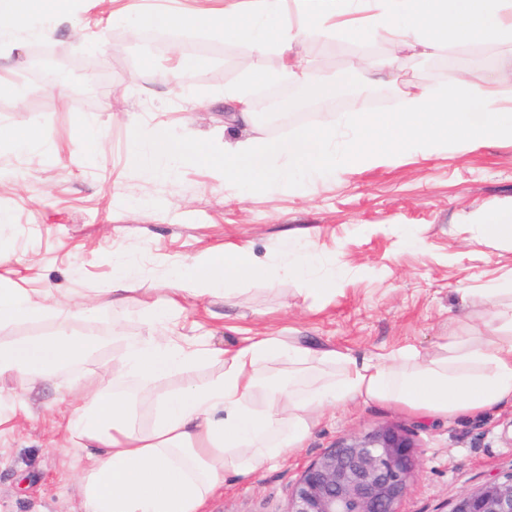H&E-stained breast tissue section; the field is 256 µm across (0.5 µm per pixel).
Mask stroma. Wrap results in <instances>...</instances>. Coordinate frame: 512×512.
Returning <instances> with one entry per match:
<instances>
[{
  "label": "stroma",
  "instance_id": "obj_1",
  "mask_svg": "<svg viewBox=\"0 0 512 512\" xmlns=\"http://www.w3.org/2000/svg\"><path fill=\"white\" fill-rule=\"evenodd\" d=\"M224 0H73L67 15H27L0 45V279L46 288L50 316L5 330L14 339L65 323L86 326L83 311L103 298L120 262L141 267V291L107 313L110 336L84 362L31 383L0 385L11 426L0 433V512H82L76 481L84 452L64 446V416L75 383L112 381V361L144 332L145 304L170 286L165 259L224 245L262 264L282 265L283 240L316 255V272L336 280L313 296L295 277L276 289L239 284L232 303L186 305L178 333L235 348L246 336H294L301 344L354 354L411 345L434 351L448 331L466 332L512 308V239L488 236L477 212L512 208V135L462 149L411 153L382 164L314 179L278 182L244 194L225 185L207 162L162 159L153 169L130 161L132 131L158 129L190 141L224 143V91L258 97V71L278 70L277 51L228 41L206 18ZM181 17L168 48L148 50L147 14ZM208 66L180 71L189 45ZM48 59L74 61L69 79L46 85L33 71L35 47ZM387 36L345 42L309 32L295 53L312 77L343 82L319 123L339 122L349 102L365 112L398 109L399 95L363 97L345 76L357 61L386 60ZM401 79L436 93L452 63L475 85L512 69V42L448 45L425 56L400 53ZM93 128L97 142L82 133ZM14 129L38 140L16 146ZM76 162H69V155ZM499 289L495 305L483 290ZM395 425L412 434L418 467L402 512H450L462 494L512 474V403L452 418H424L394 404L357 401L328 410L301 450L250 474L226 472L205 512H287L304 469L340 437Z\"/></svg>",
  "mask_w": 512,
  "mask_h": 512
}]
</instances>
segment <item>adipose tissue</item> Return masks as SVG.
Instances as JSON below:
<instances>
[{"mask_svg": "<svg viewBox=\"0 0 512 512\" xmlns=\"http://www.w3.org/2000/svg\"><path fill=\"white\" fill-rule=\"evenodd\" d=\"M252 2L245 14L238 0H225L212 25L225 39L280 51V70L256 73V80L306 83L321 99L335 97L336 83L312 80L290 54L292 42L310 30L349 42L386 34L398 48L409 36L425 55L447 44L512 40V0H294L301 19L295 27L279 21L285 0ZM71 6L72 0H0V22L12 25L30 13L61 16ZM497 84L475 86L455 72L436 94L402 89L400 111L350 113L347 133L306 127L279 139L252 134L253 106L245 91L229 88L224 125L242 127L244 134L225 143L223 153L157 131L149 143L133 140L131 159L146 167L152 159L181 153L210 163L225 182L257 192L298 172L356 170L412 150L434 152L452 141L465 146L492 137L512 126ZM168 265L169 294L163 303L146 305L150 331L126 345L113 371L117 387L87 381L68 411V439L89 460L77 480L84 512H203L224 472L246 473L300 449L329 406L396 402L452 417L512 402V311L499 313L484 329L446 336L427 355L410 346L361 356L315 351L281 336H248L232 350L210 347L202 336L183 346L166 336L168 323L182 314L185 301L223 292L229 282L273 287L291 275L316 294L331 293L334 283L315 275L308 256L271 269L248 251L221 246L169 259ZM140 282L139 268L124 265L107 298L84 312V319L96 321L104 310L125 303ZM46 313L34 289L0 285V331L41 321ZM98 343V336L67 325L1 340L0 383L17 374L47 379L81 362ZM206 363L218 365L214 377L164 390L146 425L136 423L126 385L161 382Z\"/></svg>", "mask_w": 512, "mask_h": 512, "instance_id": "1", "label": "adipose tissue"}]
</instances>
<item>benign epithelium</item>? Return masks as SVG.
<instances>
[{"mask_svg":"<svg viewBox=\"0 0 512 512\" xmlns=\"http://www.w3.org/2000/svg\"><path fill=\"white\" fill-rule=\"evenodd\" d=\"M31 64L49 85L69 70L62 59L50 64L34 56ZM314 104L289 89L282 96L265 95L255 111L280 122L288 112ZM416 466V445L400 427L381 426L344 437L305 468L293 489L289 512H401ZM451 512H512V476L459 496Z\"/></svg>","mask_w":512,"mask_h":512,"instance_id":"obj_1","label":"benign epithelium"}]
</instances>
